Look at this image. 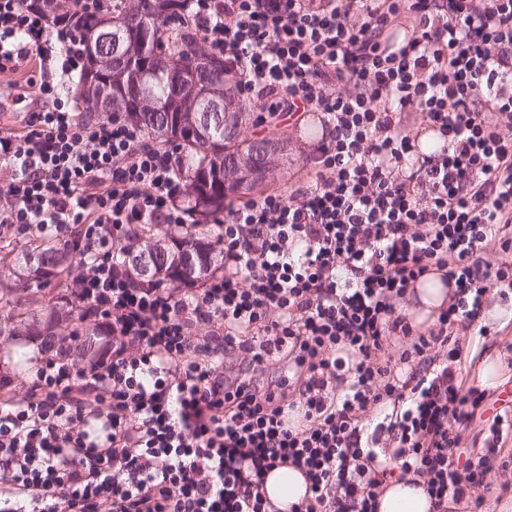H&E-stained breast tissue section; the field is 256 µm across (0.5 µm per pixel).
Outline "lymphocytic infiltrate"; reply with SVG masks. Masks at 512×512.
Listing matches in <instances>:
<instances>
[{
  "instance_id": "obj_1",
  "label": "lymphocytic infiltrate",
  "mask_w": 512,
  "mask_h": 512,
  "mask_svg": "<svg viewBox=\"0 0 512 512\" xmlns=\"http://www.w3.org/2000/svg\"><path fill=\"white\" fill-rule=\"evenodd\" d=\"M179 25L223 56L257 125L317 112L324 128L305 182L228 202L224 271L199 290L134 284L124 259L135 227L187 222L177 149L122 112L79 117L62 89L80 43L0 0V74H40L24 127L0 124V241H75L71 297L112 328L88 368L45 349L26 395L0 400V512H275L264 476L288 464L306 482L290 512H378L396 475L433 512H482L512 466V409L464 451L486 392L459 380V335H488L512 291V0H190ZM406 112L435 150L417 154ZM434 272L452 293L423 329L397 306ZM271 360L277 380L256 383Z\"/></svg>"
}]
</instances>
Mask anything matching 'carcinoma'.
<instances>
[{
  "instance_id": "obj_1",
  "label": "carcinoma",
  "mask_w": 512,
  "mask_h": 512,
  "mask_svg": "<svg viewBox=\"0 0 512 512\" xmlns=\"http://www.w3.org/2000/svg\"><path fill=\"white\" fill-rule=\"evenodd\" d=\"M187 0H138L135 11L141 14L144 23L155 33L154 49L149 53L134 50L133 71L144 75L145 81L154 94L157 107L141 112L135 122L142 125L147 134L165 143H170L181 150L185 159L184 196L188 213L196 216L189 230L181 238L158 236L150 228L141 229L143 248L163 245L166 256L159 259L148 281L164 288H180L188 282H198L211 273L224 268V256L215 243L207 236L212 232L209 218L224 212V199L233 193H251V188H239L226 184L227 170L235 167V160L240 153H250L261 141L249 135L250 118L238 95L234 78L227 71L219 72L216 65H223L224 60L212 56L202 49L193 48L181 41L176 35L162 37L163 25L181 14ZM129 11L126 0H112V11L106 14L84 12L70 14L69 27L82 46H87L89 34L95 29H117L121 27ZM172 62L186 70L202 69L208 77L200 79L201 90L195 97L174 105L169 101L167 77L164 72L166 62ZM224 88L227 92L224 111L234 116L244 117L240 140L231 145L224 142V128L213 127L209 131H198L196 120L198 105L195 99L202 96L204 90ZM86 111L109 113L100 105L98 88L83 85L81 91ZM201 250L206 260L197 266L190 275H180L177 267L183 254ZM68 251L56 247L46 239H34L22 251L0 246V288L14 291L20 286L27 290H38L53 279L68 272L65 267ZM0 326V350L11 347L18 336H27L40 341L43 347L55 340V326L60 322L59 312L50 308L46 318L36 316L19 317L8 315ZM111 335L107 329L97 324H90L78 329L75 340L77 347L91 351L102 337Z\"/></svg>"
}]
</instances>
